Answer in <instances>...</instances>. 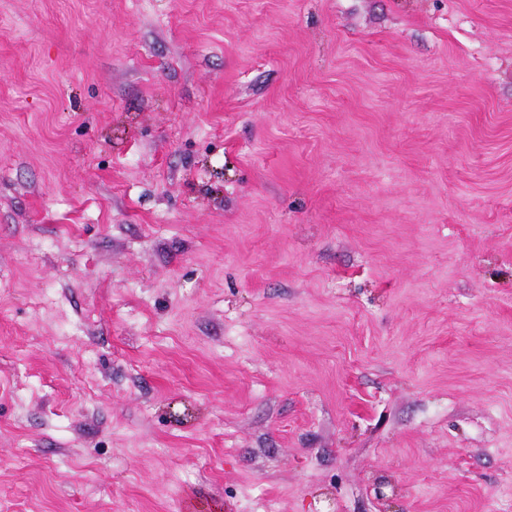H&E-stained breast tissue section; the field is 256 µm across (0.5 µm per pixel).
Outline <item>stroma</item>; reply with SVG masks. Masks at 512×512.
I'll use <instances>...</instances> for the list:
<instances>
[{
  "label": "stroma",
  "mask_w": 512,
  "mask_h": 512,
  "mask_svg": "<svg viewBox=\"0 0 512 512\" xmlns=\"http://www.w3.org/2000/svg\"><path fill=\"white\" fill-rule=\"evenodd\" d=\"M512 512V0H0V512Z\"/></svg>",
  "instance_id": "35a3bbf8"
}]
</instances>
